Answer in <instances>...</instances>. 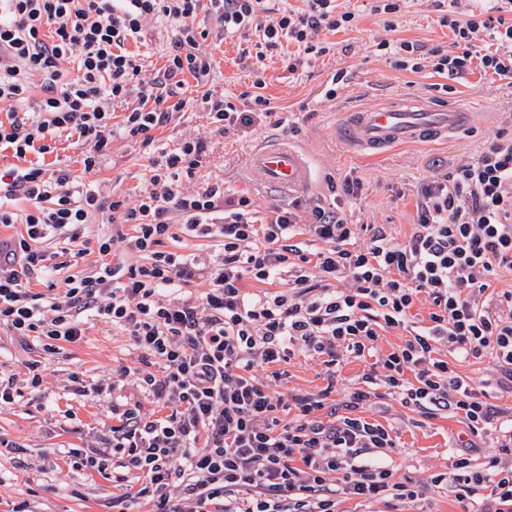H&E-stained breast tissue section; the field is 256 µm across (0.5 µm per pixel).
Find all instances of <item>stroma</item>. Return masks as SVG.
I'll return each mask as SVG.
<instances>
[{
  "label": "stroma",
  "instance_id": "1",
  "mask_svg": "<svg viewBox=\"0 0 512 512\" xmlns=\"http://www.w3.org/2000/svg\"><path fill=\"white\" fill-rule=\"evenodd\" d=\"M342 10L356 19L345 31H321L320 39L334 48L312 58L296 73L285 70L279 57L266 60L264 94L270 98L278 122L258 123L219 134L202 110L185 112L154 133L156 150L162 151L187 139L209 143V158L186 180L187 189L223 182L227 193L248 192L259 216L282 203V195L261 188L250 178V162L262 147L286 141L302 151L312 170L311 190L296 194L306 202L314 196L330 198L329 184L359 180L361 195L345 208L357 224H383L397 239H404L417 218V191L436 165L467 160L479 155L496 136L512 137V85L498 77L472 71L458 78L423 70L414 73L397 67L395 58L377 51L380 40H406L423 49L452 48V33L439 23L440 13L432 0H409L395 30L385 27L386 16L371 12L368 0H339ZM197 21L208 36L200 43L211 55L213 67L208 87L221 93L238 109L250 104L253 67L243 58V49L253 48L257 37L224 36L214 18L199 14ZM175 41L165 22L145 23L139 41L126 48L142 65V78L163 66ZM346 79L331 85L335 72ZM335 97H326L328 87ZM424 98L439 104L455 103L472 111V123L464 133L432 144H404L369 157L352 150L336 136L337 127L354 110L370 109L394 98ZM148 154L133 141L113 137L108 155L96 175L87 182L105 198L136 196L150 187ZM139 352L129 336L113 330L111 323L95 321L75 344L59 351H44L41 345H24L0 326V374L24 378L33 360L45 367L43 382L23 387L19 403L0 407V439L9 448L0 450V512H14L27 503L30 512H114L121 501L125 512H150L146 500L134 498L136 478L117 460H106L104 472L72 469L65 449L95 452L101 437L113 425L106 399L94 391L109 383L114 370L136 367ZM368 362L345 357L335 382H328L322 365L304 356L292 358L282 394L327 392L329 400H343L361 386ZM84 381L88 393L74 394L72 376ZM366 416L390 425L396 432V448L383 458L399 480L411 483L414 499L362 501L339 498L337 512H468V500L459 499L447 483H432L433 475L447 472L452 449L468 439V429L449 413L425 417L404 408L392 398L366 409Z\"/></svg>",
  "mask_w": 512,
  "mask_h": 512
}]
</instances>
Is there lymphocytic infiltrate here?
Wrapping results in <instances>:
<instances>
[{"mask_svg": "<svg viewBox=\"0 0 512 512\" xmlns=\"http://www.w3.org/2000/svg\"><path fill=\"white\" fill-rule=\"evenodd\" d=\"M455 52L430 51L435 73L457 77L479 69L512 79V0L478 19L461 0H434ZM304 10L276 9L263 19V0H0V225L22 232L0 238V325L37 343H74L90 320L126 332L140 352L121 377L158 407L142 414L139 399L107 387L116 424L105 440L140 482L137 497L153 512H336V494L375 500L414 498L392 468L367 451L395 447L393 427L362 416L382 396L425 416L446 411L473 436H494L498 448L482 467L468 449L454 455L447 478L480 493L475 512H512V423L500 421L497 391L512 394V289L498 290V271H512V137L493 141L476 158L435 170L420 189L417 218L404 240L381 224H355L321 198L305 213L272 207L258 219L249 196H228L215 183L191 192L184 182L208 158L207 143L181 142L152 158L151 187L135 202H103L80 190L68 168L45 157L58 138L75 137L84 174H96L113 135L150 147L156 129L175 114L206 112L216 132L249 127L273 114L252 83L251 110L237 109L206 84L211 60L200 52L197 18L209 6L225 33H257L255 58L283 56L288 72L332 48L322 30L349 28L354 12L337 0H305ZM165 21L175 47L141 89L142 68L125 45L143 23ZM486 40L484 50L476 43ZM72 69H63V62ZM203 92L186 97L183 75ZM41 84H34V77ZM138 103L113 122L112 107ZM31 205L17 215L8 201ZM105 213L115 233L97 240L98 258L68 276L62 296L34 292L35 275L62 269L41 249L49 234L78 241L81 229ZM218 239L220 258L165 251L174 227ZM308 235L312 249L295 245ZM208 282L199 297L181 283ZM287 278L289 292L255 295L248 282ZM432 307L427 324L411 323L417 301ZM408 331L380 352L383 333ZM452 356L444 358L441 349ZM304 353L333 371L345 356L374 359L380 375L340 406L307 394L283 399L285 364ZM492 358L495 385L465 383L454 357Z\"/></svg>", "mask_w": 512, "mask_h": 512, "instance_id": "obj_1", "label": "lymphocytic infiltrate"}]
</instances>
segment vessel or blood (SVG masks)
<instances>
[{
  "label": "vessel or blood",
  "mask_w": 512,
  "mask_h": 512,
  "mask_svg": "<svg viewBox=\"0 0 512 512\" xmlns=\"http://www.w3.org/2000/svg\"><path fill=\"white\" fill-rule=\"evenodd\" d=\"M470 117L468 110L437 108L424 100L383 103L369 110L349 113L340 135L349 146L378 154L400 143H431L447 138L465 130ZM252 170L262 185L282 191H302L311 183L305 157L288 145L272 146L259 152Z\"/></svg>",
  "instance_id": "vessel-or-blood-1"
}]
</instances>
